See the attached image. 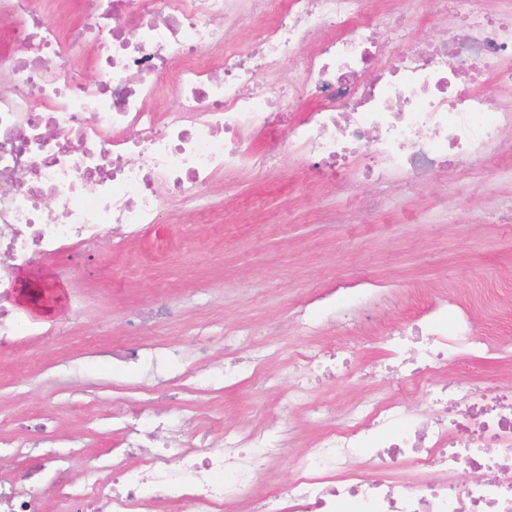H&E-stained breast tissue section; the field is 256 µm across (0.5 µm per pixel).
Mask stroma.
<instances>
[{
    "mask_svg": "<svg viewBox=\"0 0 512 512\" xmlns=\"http://www.w3.org/2000/svg\"><path fill=\"white\" fill-rule=\"evenodd\" d=\"M313 170L286 159L266 174L217 180L206 202L173 205L136 242L108 234L92 251L21 270L25 300L15 311L51 334L0 353V432L13 431L17 414L39 423L25 447L0 450V491L30 496L34 512H66L52 472L38 481L28 473L57 456L81 483L90 459L111 461L118 433L89 414L93 405L119 416L135 406L147 417L164 413L174 441L260 423L277 437L290 432L254 477L260 492L280 490L321 430L305 406L286 403L301 355L350 356L344 377L309 389L333 416L367 397L425 412L422 387L389 383L372 366L384 333L443 298L449 323L468 315L490 348L449 363V376L512 385V222L495 220L512 209V131L480 175L456 168L408 192L361 180L319 184ZM42 284L81 291V309L37 313ZM130 347L141 366L118 363ZM230 352L250 361L231 387L223 382Z\"/></svg>",
    "mask_w": 512,
    "mask_h": 512,
    "instance_id": "stroma-1",
    "label": "stroma"
}]
</instances>
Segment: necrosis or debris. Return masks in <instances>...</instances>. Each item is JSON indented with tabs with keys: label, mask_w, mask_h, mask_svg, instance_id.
Returning <instances> with one entry per match:
<instances>
[{
	"label": "necrosis or debris",
	"mask_w": 512,
	"mask_h": 512,
	"mask_svg": "<svg viewBox=\"0 0 512 512\" xmlns=\"http://www.w3.org/2000/svg\"><path fill=\"white\" fill-rule=\"evenodd\" d=\"M33 2L0 0L25 49L0 55L9 83L0 89V348L43 333L9 301L31 256L82 251L109 228L136 240L173 203L204 199L218 177L267 169L270 157L246 133L319 160L323 184L363 176L411 186L447 173L452 159L479 172L512 127V113L468 79L485 72L512 88V14L489 13L484 0H436L458 23L427 47L412 43L386 0L370 11L364 0H82L83 20L68 36ZM263 17L253 45L232 41L234 29ZM85 43L96 47L101 80L68 66ZM452 56L465 68L449 70ZM288 61L309 105L284 125L288 93L269 90L263 76ZM164 82L177 104L158 112ZM382 341L394 367L413 352L437 370L485 346L469 318L451 326L437 310ZM454 388L427 390L432 413L422 421L375 398L338 421L310 405L323 430L278 494L254 491V475L281 451L264 426L228 429L203 446L189 434L172 452L149 453L136 424L115 443L124 464L97 466L89 485L59 475L54 493L90 512H152L160 498L179 512H224L228 500L251 512H341L345 503L351 512H512V387L472 386L459 397ZM366 448L376 468L408 467L416 480L365 476L350 461ZM459 461L484 479L462 489L429 478L434 463Z\"/></svg>",
	"instance_id": "4bbe7bcc"
}]
</instances>
